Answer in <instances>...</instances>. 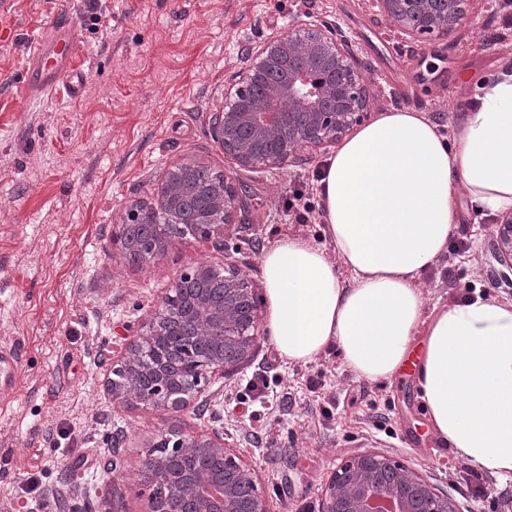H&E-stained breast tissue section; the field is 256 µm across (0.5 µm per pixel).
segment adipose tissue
<instances>
[{"label": "adipose tissue", "instance_id": "ef3b65f1", "mask_svg": "<svg viewBox=\"0 0 512 512\" xmlns=\"http://www.w3.org/2000/svg\"><path fill=\"white\" fill-rule=\"evenodd\" d=\"M329 247L288 235L261 255L267 330L282 358L337 351L392 380L414 344L429 426L455 458L512 480V302L428 306L421 274L448 250L458 200L512 209V73L485 82L446 137L422 112L381 113L317 183Z\"/></svg>", "mask_w": 512, "mask_h": 512}]
</instances>
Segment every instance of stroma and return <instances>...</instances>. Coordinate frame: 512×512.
<instances>
[{
	"mask_svg": "<svg viewBox=\"0 0 512 512\" xmlns=\"http://www.w3.org/2000/svg\"><path fill=\"white\" fill-rule=\"evenodd\" d=\"M0 13L14 30L0 39V348L20 352L0 397V512H149L137 475L158 435L215 426L256 467L271 512H318L330 475L367 451L447 492L458 512H512L511 481L475 479L429 432L413 376L360 379L333 350L292 364L261 332L250 363L208 381L205 413L122 404L106 387L113 362L191 267L237 264L260 291L265 248L290 234L324 241L319 212L299 224L286 202L304 185L318 203L327 150L303 165L241 168L212 138L224 81L247 48L305 21L338 26L372 113L422 112L449 136L482 82L512 66V0H469L449 36L417 41L370 0H0ZM60 15L75 27L74 68L53 72L48 93L23 94L24 48ZM184 162L231 178L249 209L223 248L190 239L131 263L113 231ZM496 225L460 201L447 253L421 277L429 303L477 293L512 301ZM317 374L325 387L314 394L307 381ZM259 377L270 402L244 407ZM119 431L127 440L116 449Z\"/></svg>",
	"mask_w": 512,
	"mask_h": 512,
	"instance_id": "stroma-1",
	"label": "stroma"
}]
</instances>
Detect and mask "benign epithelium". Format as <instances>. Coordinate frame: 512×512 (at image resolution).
I'll return each instance as SVG.
<instances>
[{
	"mask_svg": "<svg viewBox=\"0 0 512 512\" xmlns=\"http://www.w3.org/2000/svg\"><path fill=\"white\" fill-rule=\"evenodd\" d=\"M403 36L425 33L446 36L462 25L467 0H372ZM367 114L365 77L352 45L339 28L316 21L272 38L248 50V63L224 85V109L212 117V137L224 155L242 168L282 167L304 161L309 147L331 146L361 124ZM177 164L163 174L156 204L177 211L182 184ZM248 202L229 177L224 190L200 212L194 224L157 225L158 244L143 254L150 260L166 245L189 236L224 244V229L234 223ZM496 250L512 271V213L499 219ZM199 263L184 277L200 287L188 299L186 316L191 335L210 349L207 360L187 358L172 365L161 358L150 369L153 384L139 382L144 372L142 353L163 344V326L170 317L168 298L130 343L119 368L121 380L110 379L114 399L154 408H187L202 384L245 365L257 335L258 308L246 274L237 266L224 267V302L208 299L207 281L217 272ZM139 472L140 484L150 490V512H181L182 502L194 512H271L259 491L255 467L243 461L224 439L223 428L189 436L169 430L153 445ZM321 512H457L448 495L423 478L377 452L357 455L329 478Z\"/></svg>",
	"mask_w": 512,
	"mask_h": 512,
	"instance_id": "benign-epithelium-1",
	"label": "benign epithelium"
}]
</instances>
